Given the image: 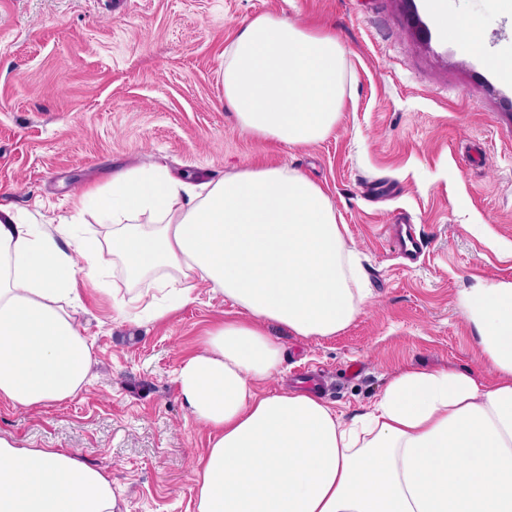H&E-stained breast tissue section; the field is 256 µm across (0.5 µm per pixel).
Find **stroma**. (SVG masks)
I'll return each mask as SVG.
<instances>
[{
	"label": "stroma",
	"mask_w": 512,
	"mask_h": 512,
	"mask_svg": "<svg viewBox=\"0 0 512 512\" xmlns=\"http://www.w3.org/2000/svg\"><path fill=\"white\" fill-rule=\"evenodd\" d=\"M265 13L328 28L345 49L336 129L306 148L248 135L224 104V51ZM448 14L480 22L486 56L443 34L425 0H0V205L75 216L99 237L73 202L114 172L161 164L218 180L288 165L327 190L371 294L341 333H280L283 372L265 390L318 370L323 401L348 419L412 365L491 381L456 299L477 278L512 281V82L488 62L512 49V20L496 0H448ZM401 217L423 242L413 263L387 231ZM79 286L89 384L61 404L0 402V437L110 467L120 512H196L192 461L208 432L175 376L231 306L201 284L152 321Z\"/></svg>",
	"instance_id": "stroma-1"
}]
</instances>
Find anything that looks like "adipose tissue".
<instances>
[{
  "instance_id": "ef3b65f1",
  "label": "adipose tissue",
  "mask_w": 512,
  "mask_h": 512,
  "mask_svg": "<svg viewBox=\"0 0 512 512\" xmlns=\"http://www.w3.org/2000/svg\"><path fill=\"white\" fill-rule=\"evenodd\" d=\"M426 7L449 37L484 53L477 22ZM348 83L335 34L284 18L250 19L224 52V103L240 128L287 148L334 130ZM97 203L103 237L34 224L0 206V401L42 407L77 397L90 345L76 326L78 277L119 265L132 301L154 320L184 307L195 283L236 307L176 373L179 394L210 430L195 462L197 512H512V282L476 281L457 306L492 384L415 367L370 410L343 420L308 391L258 394L282 371L271 328L328 337L367 294L346 227L325 190L288 166L192 184L155 165L118 172ZM112 476L55 448L0 437V512H115Z\"/></svg>"
}]
</instances>
